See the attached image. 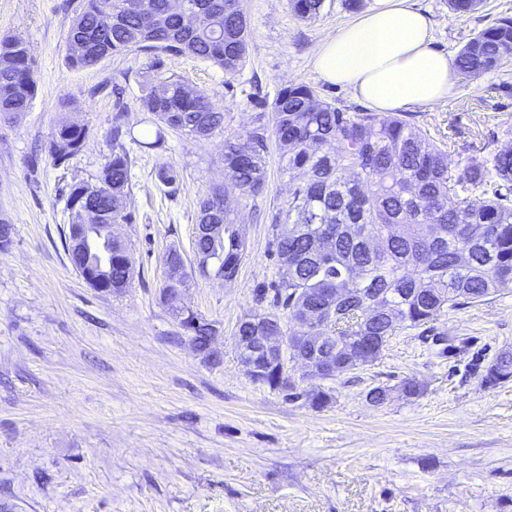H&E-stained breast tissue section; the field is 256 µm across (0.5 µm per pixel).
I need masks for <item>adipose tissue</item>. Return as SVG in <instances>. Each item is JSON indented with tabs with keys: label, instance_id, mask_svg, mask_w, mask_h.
I'll return each mask as SVG.
<instances>
[{
	"label": "adipose tissue",
	"instance_id": "obj_1",
	"mask_svg": "<svg viewBox=\"0 0 512 512\" xmlns=\"http://www.w3.org/2000/svg\"><path fill=\"white\" fill-rule=\"evenodd\" d=\"M314 65L323 80L351 88L380 114L444 106L455 78L447 54L432 46L429 20L410 0H375L318 45Z\"/></svg>",
	"mask_w": 512,
	"mask_h": 512
}]
</instances>
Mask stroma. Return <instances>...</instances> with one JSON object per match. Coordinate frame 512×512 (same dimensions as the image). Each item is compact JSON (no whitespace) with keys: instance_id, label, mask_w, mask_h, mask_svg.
<instances>
[{"instance_id":"stroma-1","label":"stroma","mask_w":512,"mask_h":512,"mask_svg":"<svg viewBox=\"0 0 512 512\" xmlns=\"http://www.w3.org/2000/svg\"><path fill=\"white\" fill-rule=\"evenodd\" d=\"M434 48L456 55L512 0H482L461 15L448 0H414ZM248 60L229 76L186 55L131 52L87 70L68 68L66 0H0V35L25 40L38 81L30 111L0 123V512H512V381L482 374L512 350V290L448 311L429 331L400 329L381 357L321 380L331 400L313 408L252 381L235 345L260 285L284 271L270 254V211L294 187L276 154L268 188L250 199L231 190L245 217L247 247L234 281L193 275L184 302L214 321L221 363L194 352L160 299L170 248L195 267L196 203L224 179V140L247 139L278 90L316 87L323 100L356 105L352 92L314 67L319 43L352 21L341 0L312 19L289 0H242ZM179 80L224 113V131L196 141L169 134L162 149L126 141L127 206L115 231L129 244L131 288H92L72 266L64 236L68 192L95 184L112 153L113 88L127 122L142 114L145 87ZM409 119L443 143L452 166L512 141V65L479 79L458 77L443 107ZM90 130L85 147L55 166L46 146L62 119ZM178 174L175 188L157 179ZM461 342L456 354L443 340ZM412 377L420 396L369 403L377 386Z\"/></svg>"}]
</instances>
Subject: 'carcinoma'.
<instances>
[{
	"instance_id": "obj_1",
	"label": "carcinoma",
	"mask_w": 512,
	"mask_h": 512,
	"mask_svg": "<svg viewBox=\"0 0 512 512\" xmlns=\"http://www.w3.org/2000/svg\"><path fill=\"white\" fill-rule=\"evenodd\" d=\"M188 5L197 14L194 28L182 24ZM300 18L320 14L324 0H290ZM248 20L241 0H80L66 38V64L89 69L134 48L190 55L227 75L247 59ZM512 60V16H500L478 31L457 52L456 70L472 79L501 70ZM37 81L17 36L0 37V119L18 122L31 108ZM145 121L141 147L158 150L169 131L195 140L224 129V113L209 97L179 80L151 86L139 99ZM58 132L68 138L65 151L48 145L54 165H64L85 145L89 128L64 121ZM134 127L112 125V158L97 184L71 186L68 200L82 191L84 211H71V223L127 224L132 213L124 198L130 159L124 140ZM274 143L283 171L298 172L300 183L286 207L271 215V246L290 254L288 271L256 289L257 302L274 312L267 329L288 337V323L306 311L324 324L323 345L306 350L335 358L372 341L384 345L398 329L436 320L449 310L485 301L512 288V143L461 167L448 165V153L426 132L397 113L379 115L324 101L305 84L281 88L271 124L258 117L250 138L224 139V178L245 197L265 191L266 157ZM198 224H218L210 236L196 232L193 242L198 272L224 281L236 278L246 241L237 209L224 185L209 187L197 202ZM170 278L188 281L183 255H166ZM126 265L120 251L98 271L102 292L126 291ZM180 325L195 336L205 358L216 364L221 354L209 350L217 328L196 312ZM376 316L367 317L368 312ZM512 379V352L499 354L486 367L483 383L496 386ZM398 391L410 397L423 386L405 378L393 387L371 389L374 397ZM311 406L330 401L322 389L304 391ZM296 394L292 398L300 397Z\"/></svg>"
}]
</instances>
